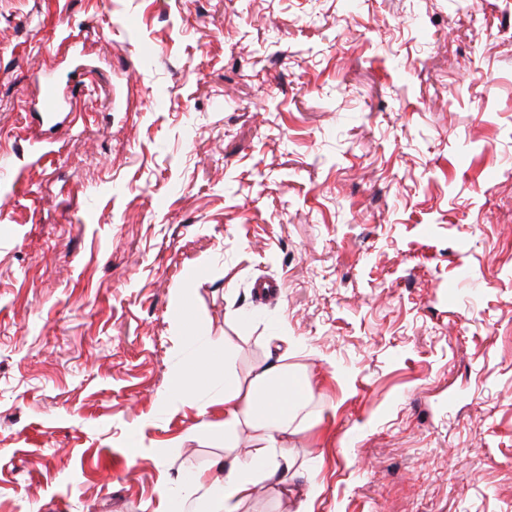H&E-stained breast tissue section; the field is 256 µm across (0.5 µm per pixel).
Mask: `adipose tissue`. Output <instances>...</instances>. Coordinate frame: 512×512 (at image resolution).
I'll use <instances>...</instances> for the list:
<instances>
[{
	"instance_id": "ef3b65f1",
	"label": "adipose tissue",
	"mask_w": 512,
	"mask_h": 512,
	"mask_svg": "<svg viewBox=\"0 0 512 512\" xmlns=\"http://www.w3.org/2000/svg\"><path fill=\"white\" fill-rule=\"evenodd\" d=\"M229 344L221 336L209 337L204 356L185 366L176 388L179 395L207 387L213 371L224 370V389L218 397L224 406L225 455L211 472L190 470L177 487L192 497L195 512H239L241 503L261 482L283 485L293 491L288 438L297 434L295 424L302 409L308 381L288 374L275 361L254 367L247 381L226 373ZM249 429L257 440L254 448L240 450L239 433Z\"/></svg>"
}]
</instances>
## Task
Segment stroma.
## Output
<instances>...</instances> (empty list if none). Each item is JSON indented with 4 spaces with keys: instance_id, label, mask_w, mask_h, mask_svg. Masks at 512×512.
<instances>
[{
    "instance_id": "obj_1",
    "label": "stroma",
    "mask_w": 512,
    "mask_h": 512,
    "mask_svg": "<svg viewBox=\"0 0 512 512\" xmlns=\"http://www.w3.org/2000/svg\"><path fill=\"white\" fill-rule=\"evenodd\" d=\"M471 2L0 0V512H182L209 336L308 377L311 512H512V0ZM34 80L39 86L40 111L46 119H52L56 113L64 112L68 108L69 102L61 95L54 79L50 78L46 73L37 71L34 75Z\"/></svg>"
}]
</instances>
